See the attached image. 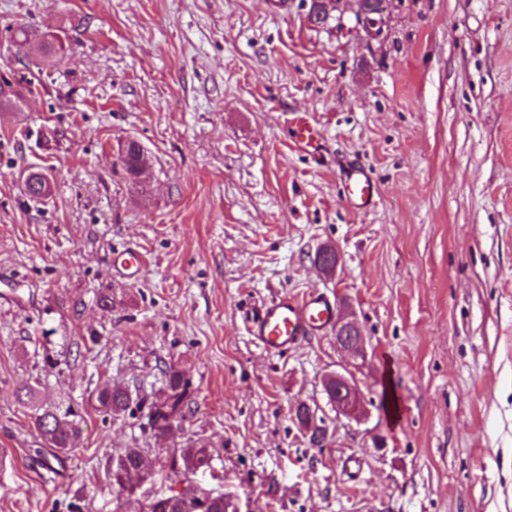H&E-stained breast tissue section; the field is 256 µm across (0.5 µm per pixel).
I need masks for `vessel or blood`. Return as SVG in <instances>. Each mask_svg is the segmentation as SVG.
<instances>
[{"label":"vessel or blood","instance_id":"b4317fda","mask_svg":"<svg viewBox=\"0 0 512 512\" xmlns=\"http://www.w3.org/2000/svg\"><path fill=\"white\" fill-rule=\"evenodd\" d=\"M342 185L349 203L358 210L375 207L378 194L368 173L351 165L342 175ZM114 269L127 279H141L146 264L142 253L127 249L112 261ZM336 304L323 292L313 291L303 298L280 293L262 303L247 320L246 329L255 345L263 352L279 356L320 332L333 329Z\"/></svg>","mask_w":512,"mask_h":512}]
</instances>
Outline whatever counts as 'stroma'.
Returning a JSON list of instances; mask_svg holds the SVG:
<instances>
[{
    "instance_id": "35a3bbf8",
    "label": "stroma",
    "mask_w": 512,
    "mask_h": 512,
    "mask_svg": "<svg viewBox=\"0 0 512 512\" xmlns=\"http://www.w3.org/2000/svg\"><path fill=\"white\" fill-rule=\"evenodd\" d=\"M276 2L0 0V79L34 88L0 107V512H113L119 449L199 440L196 484L237 512H512V0H390L376 38L353 0L323 26L311 0ZM22 23L65 56L37 68ZM129 140L147 181L120 162ZM349 159L371 210L343 195ZM30 167L50 198L24 195ZM127 248L134 283L112 271ZM314 290L366 360L329 331L279 357L251 342L255 306ZM170 363L194 399L172 436L90 405L111 383L151 395ZM344 370L357 421L324 402ZM26 385L82 419L47 482ZM312 401L321 448L293 420ZM130 147L125 155L120 153V160L128 175L135 181H146L149 166L142 146L136 141H129ZM148 172V173H147ZM145 176L143 178H139ZM342 185L349 203L357 210L368 211L377 204L378 194L368 173L350 165L342 175ZM112 266L127 279L138 281L146 270L142 253L136 249H126L112 260Z\"/></svg>"
}]
</instances>
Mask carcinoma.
<instances>
[{"instance_id": "cac0c4a2", "label": "carcinoma", "mask_w": 512, "mask_h": 512, "mask_svg": "<svg viewBox=\"0 0 512 512\" xmlns=\"http://www.w3.org/2000/svg\"><path fill=\"white\" fill-rule=\"evenodd\" d=\"M123 168L135 181L147 175L149 166L142 146L132 141L126 154L120 156ZM165 385L157 396L133 398L128 388L107 386L92 394L97 409L105 415L117 419L125 415L132 407L147 405L151 432L155 436H164L174 428L182 426L190 411V381L183 372L173 365L163 371ZM18 400L34 411V425L40 436L47 442L52 454L44 458L47 467L60 461L59 454L74 450L75 440L81 433V419L72 407L61 408L44 405L38 401L36 389L23 387ZM210 453L207 445H192L175 448L169 452L167 461L160 468H169L179 482L189 480L200 467L208 463ZM112 478L119 487H124L126 478L133 476L141 483L152 477V470L141 448H123L112 461ZM231 503L224 494L207 491L198 486L187 485L180 491L170 490L167 495H146L141 512H229Z\"/></svg>"}]
</instances>
